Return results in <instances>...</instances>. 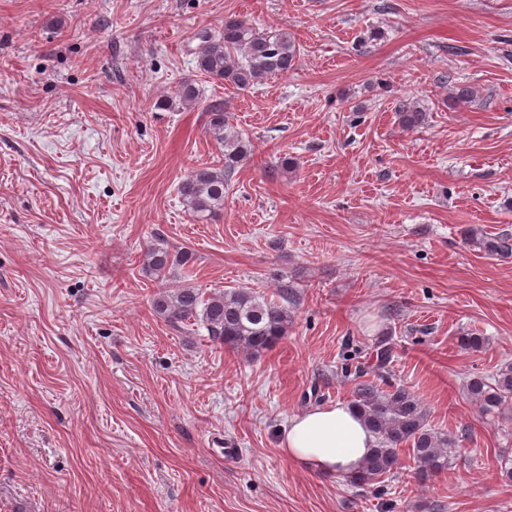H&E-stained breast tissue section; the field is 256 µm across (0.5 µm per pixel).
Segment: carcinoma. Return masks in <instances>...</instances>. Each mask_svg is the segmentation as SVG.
Masks as SVG:
<instances>
[{"instance_id":"1","label":"carcinoma","mask_w":512,"mask_h":512,"mask_svg":"<svg viewBox=\"0 0 512 512\" xmlns=\"http://www.w3.org/2000/svg\"><path fill=\"white\" fill-rule=\"evenodd\" d=\"M198 70L213 79L238 89L248 90L271 76H286L296 68L297 48L287 32L263 33L240 19L224 21L218 31L199 36ZM198 89L183 83L176 98L191 106L198 99ZM401 126L417 129L427 122V112L415 104L398 107ZM224 104L209 107L208 130L224 148V167L202 165L191 170L179 184V193L189 210L201 218L224 209V190L236 167L250 154L246 141L228 125ZM464 243L491 257H512V234H488L478 227L469 228ZM191 260L185 251L170 253L160 247L147 250V271L161 281V290L152 299L154 312L171 323L194 320L203 325L209 340L232 350L258 354L270 348L288 333L292 309L300 297L291 282L282 283L272 300L244 289H228L208 297L200 290L170 281V270ZM354 389L353 405L362 414L376 436V448L358 473L347 479L350 486L370 492H384V479L391 478L399 465V450L407 446L423 480L435 478L448 470L454 446L448 433L428 424L423 400L405 386L382 387L367 378ZM470 399L488 412L512 406V364L501 368L493 380L476 375L467 383Z\"/></svg>"}]
</instances>
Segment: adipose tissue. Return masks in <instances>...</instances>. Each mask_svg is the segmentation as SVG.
I'll return each mask as SVG.
<instances>
[{
  "label": "adipose tissue",
  "mask_w": 512,
  "mask_h": 512,
  "mask_svg": "<svg viewBox=\"0 0 512 512\" xmlns=\"http://www.w3.org/2000/svg\"><path fill=\"white\" fill-rule=\"evenodd\" d=\"M376 445L375 436L352 404L307 409L283 430L282 452L299 467L331 478L356 474Z\"/></svg>",
  "instance_id": "adipose-tissue-1"
}]
</instances>
